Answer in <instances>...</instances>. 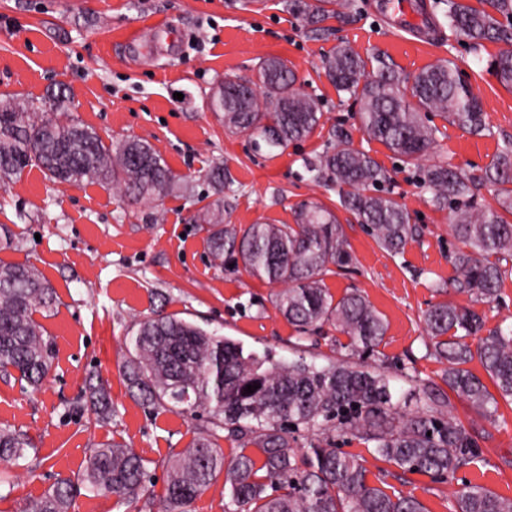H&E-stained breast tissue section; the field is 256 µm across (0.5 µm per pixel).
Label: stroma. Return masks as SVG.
Here are the masks:
<instances>
[{
	"instance_id": "obj_1",
	"label": "stroma",
	"mask_w": 512,
	"mask_h": 512,
	"mask_svg": "<svg viewBox=\"0 0 512 512\" xmlns=\"http://www.w3.org/2000/svg\"><path fill=\"white\" fill-rule=\"evenodd\" d=\"M383 2L353 0L345 14L310 26L284 0H0V104L63 89L79 121L107 142L146 139L184 186L180 195L133 204L93 182H55L32 166L0 189V228L11 234L10 245L0 244V263L34 265L55 291L51 310L39 318L54 355L41 388L25 391L18 382L0 380V426L31 443L23 465H0V512H22L56 479L77 478L92 445L110 438L145 459L155 492L128 506L85 491L73 512H159L166 462L188 446L206 418L162 408L148 413L129 393L120 367L138 323L156 310L277 360L302 356L326 365L348 357V338L334 326L306 334L288 323L273 303L276 286L243 268L214 265L198 220L201 206L216 199L205 178L211 164H223L233 179L223 195L225 223L242 229L257 222L290 224L302 201L335 212L352 263L327 272L324 281L338 298L358 290L384 319L383 341L360 362L385 364L396 395L415 382L441 380L444 366L430 353L422 320L432 304L475 308L489 330L512 325V261L494 303L449 289L458 242L448 210L433 205L415 168L361 131L357 101L337 91L322 67L341 44L365 58L386 55L409 76L454 60L483 103L487 129L476 135L430 113L436 143L423 163L477 173L512 142V89L489 68L500 46L488 42L475 49L459 40L448 28L446 0H412L428 22L410 31ZM157 23L169 34L156 36ZM135 37L137 49L130 44ZM270 57L288 61L297 88L324 113L310 136L274 157L256 149L247 134L225 130L223 114L207 105L226 76L255 77ZM340 126L386 172L395 199L419 230L399 254L382 249L340 207L335 191L311 180L303 166ZM94 374L109 383L115 413L107 422L69 410L84 398ZM452 413L476 428L479 457L445 480L402 473L355 441L340 448L364 455L371 476L383 479L388 491L415 497L425 512H453L457 493L469 485L512 498V403H499L492 421L459 400Z\"/></svg>"
}]
</instances>
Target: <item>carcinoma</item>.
<instances>
[{
    "mask_svg": "<svg viewBox=\"0 0 512 512\" xmlns=\"http://www.w3.org/2000/svg\"><path fill=\"white\" fill-rule=\"evenodd\" d=\"M286 8L315 23L326 17L320 3L286 0ZM448 27L473 47L484 41L506 48L489 67L498 81L512 87V0H478V5L451 0ZM376 66L352 48L339 45L323 61L340 92L359 100V121L369 138L383 143L404 164L419 168L420 182L432 201L452 214V232L460 247L451 256L457 294L494 301L504 270L512 260V148L505 147L478 176L450 164L419 167L434 143L435 128L423 112H438L473 132L483 129L485 113L457 64L442 60L413 80L383 56ZM295 74L280 58L265 59L257 79L224 78V95L214 96L213 111L224 113V128L247 133L256 145L275 155L292 141L306 138L321 124L319 103L295 88ZM46 99H24L0 109V186L37 166L51 178L71 185L97 182L136 199L178 194L181 183L165 160L145 140L128 137L105 143L68 110L45 111ZM334 143L304 165L317 182L336 188L342 208L386 251L397 254L413 238L406 209L388 190L367 195L386 176L366 152L355 148L350 133L333 131ZM497 187L498 207L474 204L473 187ZM201 219L214 263L224 254L240 260L246 271L283 288L275 306L306 333L325 324L349 338L354 353L372 354L386 333L384 320L359 292L336 300L325 287L329 266L352 262L341 224L314 201L301 203L293 224H251L243 230L223 224L220 212L206 207ZM54 303L52 286L35 267L0 265V376L36 389L52 363V348L34 315ZM432 352L446 364L441 380L420 383L408 400L420 403L410 412L394 400L390 378L378 369L347 361L319 367L305 358L276 360L245 352L243 346L171 314L158 313L138 324L133 352L123 365L132 396L151 411L166 405L182 413L207 411L210 428L195 435L188 447L167 462L162 512H185L218 476H224L232 512H424L410 495L389 494L370 481L359 455L336 448V438L372 445V453L404 473L433 479L453 475L474 463L476 432L452 416V392L491 420L498 401L488 384L467 365L478 359L487 377L512 402V328L481 335L484 319L477 311L446 302L424 314ZM477 339L471 346L466 339ZM260 388L244 393L248 385ZM84 404L100 417L114 413L104 385L89 378ZM238 452L224 460L214 441L217 431ZM307 434L300 450L296 435ZM30 442L25 434L0 428V463L20 465ZM151 482L146 461L126 443L109 439L91 449L80 481L59 478L23 512H72L81 490L112 494L134 503ZM454 512H512V499L480 486H468L456 497Z\"/></svg>",
    "mask_w": 512,
    "mask_h": 512,
    "instance_id": "cac0c4a2",
    "label": "carcinoma"
}]
</instances>
